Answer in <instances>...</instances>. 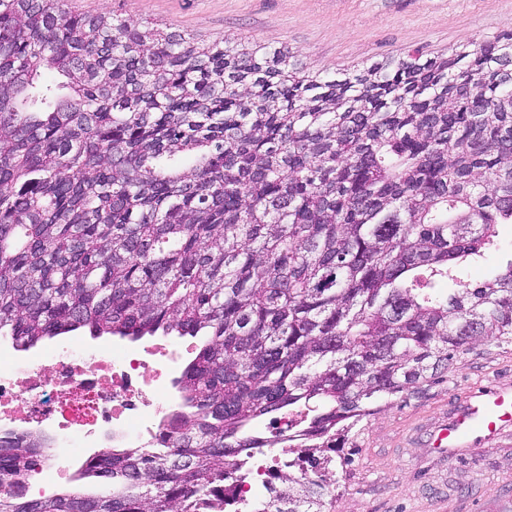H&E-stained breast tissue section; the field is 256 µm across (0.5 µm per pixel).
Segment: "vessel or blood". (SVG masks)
I'll list each match as a JSON object with an SVG mask.
<instances>
[{"mask_svg":"<svg viewBox=\"0 0 512 512\" xmlns=\"http://www.w3.org/2000/svg\"><path fill=\"white\" fill-rule=\"evenodd\" d=\"M508 431H512V381L470 390L450 403L440 424L420 429L425 445L451 462L472 458L474 449L495 443Z\"/></svg>","mask_w":512,"mask_h":512,"instance_id":"obj_1","label":"vessel or blood"}]
</instances>
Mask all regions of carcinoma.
Masks as SVG:
<instances>
[{"label":"carcinoma","mask_w":512,"mask_h":512,"mask_svg":"<svg viewBox=\"0 0 512 512\" xmlns=\"http://www.w3.org/2000/svg\"><path fill=\"white\" fill-rule=\"evenodd\" d=\"M66 0H0V337L204 336L164 446L81 465L105 495L0 512H224V470L288 460L237 512H330L352 430L512 337V36L301 74ZM296 414L266 436L255 422ZM0 432V484L49 455ZM500 250L489 254L480 266L472 269L471 275L476 278H486L488 273L510 260L512 253V224L499 226Z\"/></svg>","instance_id":"1"}]
</instances>
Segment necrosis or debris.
I'll return each instance as SVG.
<instances>
[{
  "mask_svg": "<svg viewBox=\"0 0 512 512\" xmlns=\"http://www.w3.org/2000/svg\"><path fill=\"white\" fill-rule=\"evenodd\" d=\"M174 363L165 344L91 351L64 343L41 365L0 361V429H54L65 450L53 462L60 471L80 462L86 444L100 433L118 446L159 447L175 427L166 389Z\"/></svg>",
  "mask_w": 512,
  "mask_h": 512,
  "instance_id": "necrosis-or-debris-1",
  "label": "necrosis or debris"
}]
</instances>
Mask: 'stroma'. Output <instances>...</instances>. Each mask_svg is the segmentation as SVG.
<instances>
[{
  "label": "stroma",
  "instance_id": "35a3bbf8",
  "mask_svg": "<svg viewBox=\"0 0 512 512\" xmlns=\"http://www.w3.org/2000/svg\"><path fill=\"white\" fill-rule=\"evenodd\" d=\"M71 10L119 15L199 43L288 48L300 70H363L418 49L433 57L512 33V0H68ZM512 379V341L486 340L439 381L394 399L353 430L332 512H454L512 494V435L451 464L411 421L434 422L470 389Z\"/></svg>",
  "mask_w": 512,
  "mask_h": 512
}]
</instances>
